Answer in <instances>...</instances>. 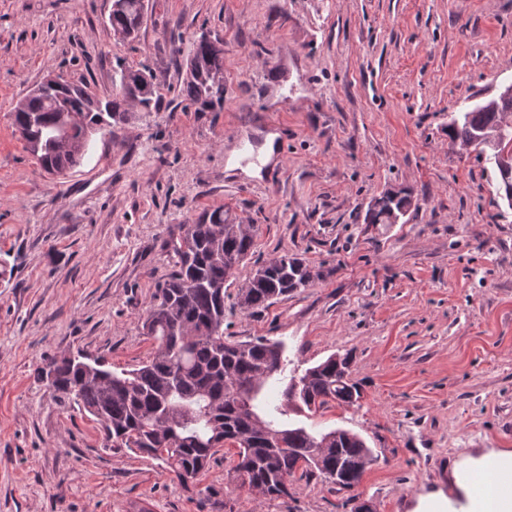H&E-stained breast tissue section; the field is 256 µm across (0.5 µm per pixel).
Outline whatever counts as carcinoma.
Here are the masks:
<instances>
[{"mask_svg": "<svg viewBox=\"0 0 512 512\" xmlns=\"http://www.w3.org/2000/svg\"><path fill=\"white\" fill-rule=\"evenodd\" d=\"M144 9L145 0H113L109 23L119 40L136 37ZM118 68L120 99L103 101L85 86L63 81L59 89L34 88L19 100L15 126L45 172L59 175L80 165L92 132L123 121L126 105L141 112L156 108V74L146 67ZM184 91L206 107L224 103V49L205 35L187 64ZM486 129L503 131L512 141V96L459 113L448 134L467 151ZM494 165L503 188L512 189V157H497ZM407 199L386 194L375 200L368 223H397ZM254 237V225L230 222L222 208L171 235L165 247L174 270L156 288L142 323L157 343L153 355L119 373L101 358L63 357L38 368L36 379L95 417L109 447L160 460L182 483L204 474L228 443L235 448L231 481L260 497L284 500L296 475L316 472L351 490L375 461L365 439L289 420L293 414L310 420L332 403L358 404L361 392L351 382L348 358L332 355L288 376L282 343L224 340L228 282L251 254ZM319 277L302 259L283 255L256 270L238 302L246 310L265 308ZM275 378L285 387L282 407L272 409L266 390Z\"/></svg>", "mask_w": 512, "mask_h": 512, "instance_id": "carcinoma-1", "label": "carcinoma"}]
</instances>
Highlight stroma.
<instances>
[{
    "label": "stroma",
    "instance_id": "stroma-1",
    "mask_svg": "<svg viewBox=\"0 0 512 512\" xmlns=\"http://www.w3.org/2000/svg\"><path fill=\"white\" fill-rule=\"evenodd\" d=\"M116 43L112 0H0V512H413L467 448L512 449V209L493 166L448 136L512 83V0H145ZM224 49V104L183 92L200 35ZM160 84L152 112L92 135L44 172L13 110L46 78L120 97L118 62ZM276 165L260 177L266 133ZM407 190L395 224L371 200ZM224 208L258 227L224 299V337L283 342L302 371L352 360L362 398L317 430L361 435L375 463L351 490L319 475L258 498L213 462L183 484L161 461L105 449L95 418L35 378L64 355L145 361L142 321L174 261L164 242ZM319 279L259 311L239 286L266 261Z\"/></svg>",
    "mask_w": 512,
    "mask_h": 512
}]
</instances>
